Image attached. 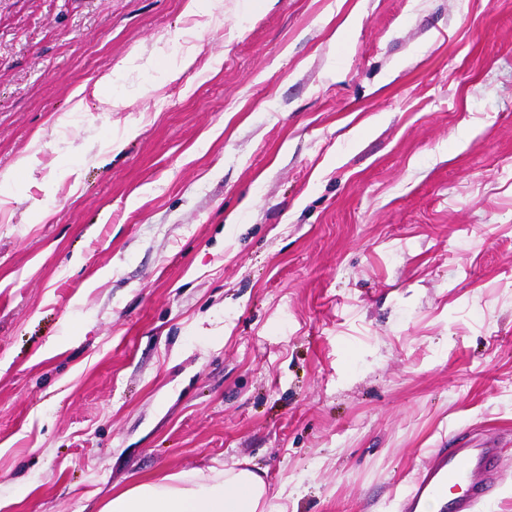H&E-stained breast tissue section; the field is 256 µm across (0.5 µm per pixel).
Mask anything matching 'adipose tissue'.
<instances>
[{"instance_id":"adipose-tissue-1","label":"adipose tissue","mask_w":512,"mask_h":512,"mask_svg":"<svg viewBox=\"0 0 512 512\" xmlns=\"http://www.w3.org/2000/svg\"><path fill=\"white\" fill-rule=\"evenodd\" d=\"M274 499L256 471L232 467L212 477L182 472L137 481L100 512H285Z\"/></svg>"}]
</instances>
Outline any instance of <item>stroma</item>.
<instances>
[{
    "instance_id": "obj_1",
    "label": "stroma",
    "mask_w": 512,
    "mask_h": 512,
    "mask_svg": "<svg viewBox=\"0 0 512 512\" xmlns=\"http://www.w3.org/2000/svg\"><path fill=\"white\" fill-rule=\"evenodd\" d=\"M188 1L0 0V512H403L466 441L512 512V0ZM262 477L248 468H224L213 477L182 472L161 481L139 480L98 512H286Z\"/></svg>"
}]
</instances>
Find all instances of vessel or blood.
<instances>
[{"label":"vessel or blood","mask_w":512,"mask_h":512,"mask_svg":"<svg viewBox=\"0 0 512 512\" xmlns=\"http://www.w3.org/2000/svg\"><path fill=\"white\" fill-rule=\"evenodd\" d=\"M499 450L495 445L463 444L438 456L408 489L407 512L445 502L448 512H478L489 504L498 482Z\"/></svg>","instance_id":"1"}]
</instances>
